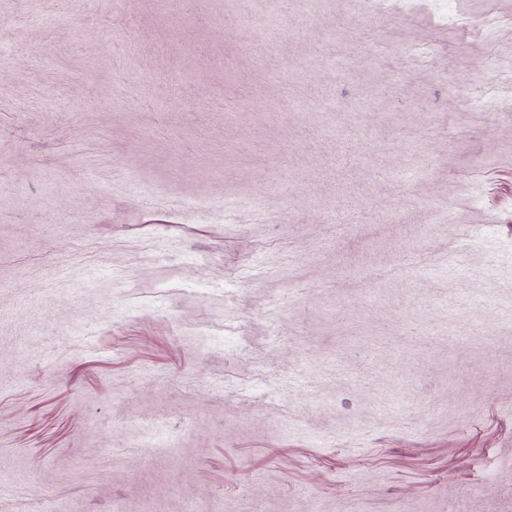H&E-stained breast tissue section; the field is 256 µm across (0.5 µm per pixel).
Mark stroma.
I'll return each mask as SVG.
<instances>
[{
    "mask_svg": "<svg viewBox=\"0 0 512 512\" xmlns=\"http://www.w3.org/2000/svg\"><path fill=\"white\" fill-rule=\"evenodd\" d=\"M485 85L512 0H0V512H512Z\"/></svg>",
    "mask_w": 512,
    "mask_h": 512,
    "instance_id": "1",
    "label": "stroma"
}]
</instances>
